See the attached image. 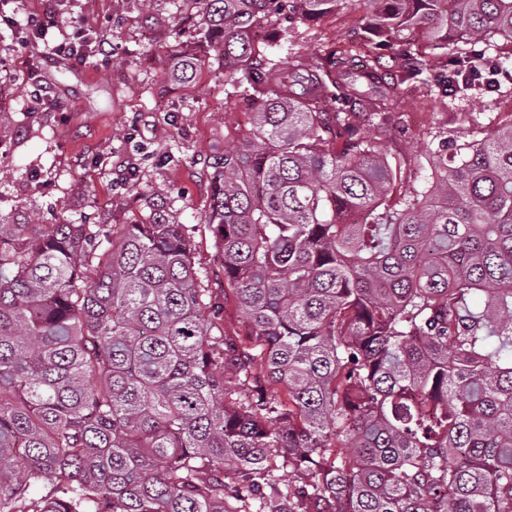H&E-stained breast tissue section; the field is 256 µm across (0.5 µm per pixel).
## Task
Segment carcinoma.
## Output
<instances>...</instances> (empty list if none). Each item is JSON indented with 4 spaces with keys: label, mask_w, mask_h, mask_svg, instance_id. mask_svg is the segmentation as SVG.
<instances>
[{
    "label": "carcinoma",
    "mask_w": 512,
    "mask_h": 512,
    "mask_svg": "<svg viewBox=\"0 0 512 512\" xmlns=\"http://www.w3.org/2000/svg\"><path fill=\"white\" fill-rule=\"evenodd\" d=\"M198 2L173 68L212 51L249 109L207 215L249 333L163 200L141 224L0 214V512H512V124L439 142L395 201L381 133L387 78L463 90L512 0H363L364 69L252 42L339 0Z\"/></svg>",
    "instance_id": "cac0c4a2"
}]
</instances>
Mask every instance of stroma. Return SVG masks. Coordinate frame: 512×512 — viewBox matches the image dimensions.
Instances as JSON below:
<instances>
[{"label":"stroma","instance_id":"stroma-1","mask_svg":"<svg viewBox=\"0 0 512 512\" xmlns=\"http://www.w3.org/2000/svg\"><path fill=\"white\" fill-rule=\"evenodd\" d=\"M92 15L105 30L106 50L122 61L97 58L63 68L42 41L0 57V212H27L35 223L135 224L152 201H171V215L195 247V266L207 287H223L221 253L205 220L211 205V161L246 130L220 62L207 60L190 80L168 68L189 40L188 31L146 18L135 0H77L65 17L76 25ZM367 16L354 0L311 21L280 16L258 24L255 45L279 39L309 58L366 39ZM397 128L386 140L401 168L400 186L418 183L430 148L439 141H475L512 123V81L498 89L446 95L429 84L397 86Z\"/></svg>","mask_w":512,"mask_h":512}]
</instances>
